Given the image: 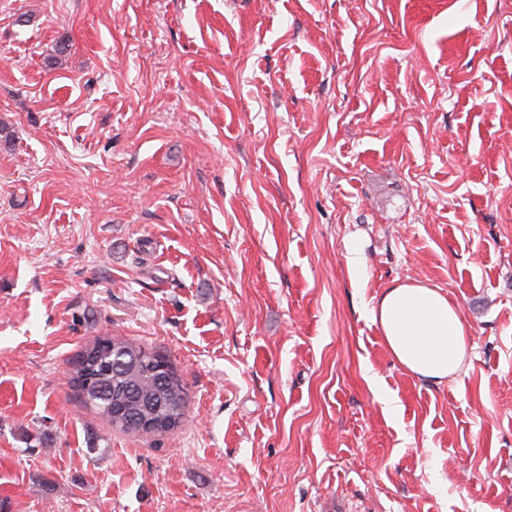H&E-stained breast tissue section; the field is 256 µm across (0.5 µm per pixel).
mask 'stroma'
<instances>
[{
	"mask_svg": "<svg viewBox=\"0 0 512 512\" xmlns=\"http://www.w3.org/2000/svg\"><path fill=\"white\" fill-rule=\"evenodd\" d=\"M99 336L181 429L81 404ZM0 512H512V0H0ZM374 321L394 359L433 382L457 374L467 355L464 323L448 298L423 284H402L382 296ZM159 358L166 360V368ZM69 382L87 409L125 433L161 436L179 429L188 416V387L175 366L119 336L88 343L77 356Z\"/></svg>",
	"mask_w": 512,
	"mask_h": 512,
	"instance_id": "obj_1",
	"label": "stroma"
}]
</instances>
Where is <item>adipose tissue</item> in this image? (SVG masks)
<instances>
[{"mask_svg": "<svg viewBox=\"0 0 512 512\" xmlns=\"http://www.w3.org/2000/svg\"><path fill=\"white\" fill-rule=\"evenodd\" d=\"M373 318L394 359L415 376L438 382L457 374L467 355V332L438 290L402 284L382 296Z\"/></svg>", "mask_w": 512, "mask_h": 512, "instance_id": "obj_1", "label": "adipose tissue"}]
</instances>
